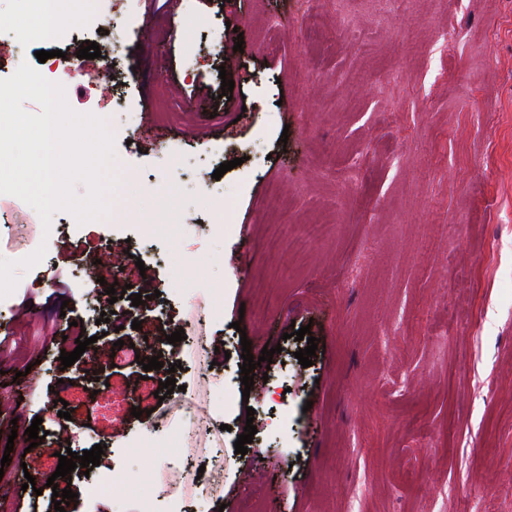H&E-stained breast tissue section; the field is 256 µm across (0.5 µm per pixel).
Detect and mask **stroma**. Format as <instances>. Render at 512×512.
Returning <instances> with one entry per match:
<instances>
[{
	"instance_id": "1",
	"label": "stroma",
	"mask_w": 512,
	"mask_h": 512,
	"mask_svg": "<svg viewBox=\"0 0 512 512\" xmlns=\"http://www.w3.org/2000/svg\"><path fill=\"white\" fill-rule=\"evenodd\" d=\"M40 8L0 0V79L29 63L105 122L125 217L46 225L0 194V506L55 512L67 443L116 479L75 469L66 512H512V0H118L117 52L85 21L33 36ZM114 282L146 300L95 324ZM75 320L152 344L177 390L95 349L62 367ZM244 339L281 349L249 389Z\"/></svg>"
}]
</instances>
